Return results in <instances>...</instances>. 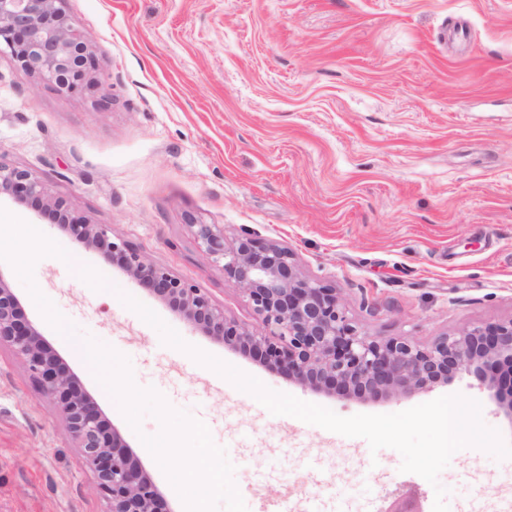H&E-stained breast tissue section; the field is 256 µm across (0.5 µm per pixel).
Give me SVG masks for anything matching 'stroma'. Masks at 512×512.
<instances>
[{"label":"stroma","instance_id":"stroma-1","mask_svg":"<svg viewBox=\"0 0 512 512\" xmlns=\"http://www.w3.org/2000/svg\"><path fill=\"white\" fill-rule=\"evenodd\" d=\"M96 67L71 94L0 53V157L91 223L138 246L254 332L243 290L207 259L190 219L287 246L303 275L336 288L365 334L421 346L512 319V0H67ZM0 274L158 487L178 494L74 343L92 336L209 429L249 512H384L435 491L390 448L275 416L119 299L154 310L188 343L267 387L338 415L389 414L452 394L512 444L488 384L460 371L407 396L346 398L196 330L118 265L28 206L0 201ZM110 283L93 290L73 266ZM450 512H493L512 458L457 451L439 475ZM92 473L23 361L0 347V512H104Z\"/></svg>","mask_w":512,"mask_h":512}]
</instances>
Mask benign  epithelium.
<instances>
[{"instance_id": "1", "label": "benign epithelium", "mask_w": 512, "mask_h": 512, "mask_svg": "<svg viewBox=\"0 0 512 512\" xmlns=\"http://www.w3.org/2000/svg\"><path fill=\"white\" fill-rule=\"evenodd\" d=\"M65 0H0V46L27 72L74 90L90 80L94 58L80 24ZM53 216L59 229L120 265L197 330L224 343L260 353L271 367L301 383L345 396H402L448 381L465 370L498 386L497 398L512 421V385L500 371H512V319L464 327L423 347L404 336L378 339L345 315L336 289L302 275L285 246L250 233L227 245L224 228L191 220L205 255L246 293L269 333L250 331L224 315L201 290L153 263L138 247L116 239L103 224L75 215L62 198L47 195L28 170L0 161V197ZM23 360L41 393L54 400L67 432L80 449L105 512H163L162 495L109 429L94 399L79 391L63 360L49 350L38 326L0 274V345Z\"/></svg>"}]
</instances>
